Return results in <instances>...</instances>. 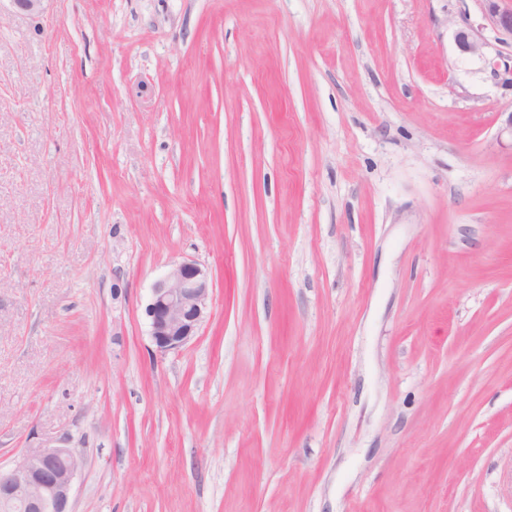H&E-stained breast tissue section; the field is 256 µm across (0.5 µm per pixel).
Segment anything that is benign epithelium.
Listing matches in <instances>:
<instances>
[{"instance_id":"obj_1","label":"benign epithelium","mask_w":512,"mask_h":512,"mask_svg":"<svg viewBox=\"0 0 512 512\" xmlns=\"http://www.w3.org/2000/svg\"><path fill=\"white\" fill-rule=\"evenodd\" d=\"M489 2L495 24L512 35V9ZM461 53L483 55L484 43L472 28L457 30ZM209 272L194 260L175 264L152 288L146 312L157 353L166 355L185 347L197 335L209 307ZM81 458L72 448H30L7 471L0 470V512H72L73 482Z\"/></svg>"}]
</instances>
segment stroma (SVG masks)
I'll list each match as a JSON object with an SVG mask.
<instances>
[{"instance_id": "1", "label": "stroma", "mask_w": 512, "mask_h": 512, "mask_svg": "<svg viewBox=\"0 0 512 512\" xmlns=\"http://www.w3.org/2000/svg\"><path fill=\"white\" fill-rule=\"evenodd\" d=\"M499 57L486 0H0V469L76 449L73 512H512ZM457 46L462 54L483 56L484 43L472 28L465 27L457 30L455 34ZM211 290L209 272L194 260L175 264L155 284L146 312L157 353L179 351L197 335L208 311Z\"/></svg>"}]
</instances>
